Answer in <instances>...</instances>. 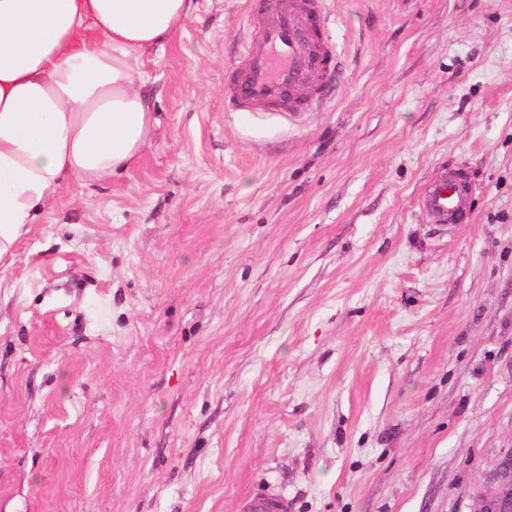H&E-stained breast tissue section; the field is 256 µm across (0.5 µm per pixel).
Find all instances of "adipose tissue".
I'll use <instances>...</instances> for the list:
<instances>
[{
	"label": "adipose tissue",
	"mask_w": 512,
	"mask_h": 512,
	"mask_svg": "<svg viewBox=\"0 0 512 512\" xmlns=\"http://www.w3.org/2000/svg\"><path fill=\"white\" fill-rule=\"evenodd\" d=\"M194 0H0V257L70 180L132 167L152 127L141 55Z\"/></svg>",
	"instance_id": "obj_1"
}]
</instances>
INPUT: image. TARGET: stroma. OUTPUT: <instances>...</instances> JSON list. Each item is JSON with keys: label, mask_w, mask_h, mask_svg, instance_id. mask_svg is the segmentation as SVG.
Wrapping results in <instances>:
<instances>
[{"label": "stroma", "mask_w": 512, "mask_h": 512, "mask_svg": "<svg viewBox=\"0 0 512 512\" xmlns=\"http://www.w3.org/2000/svg\"><path fill=\"white\" fill-rule=\"evenodd\" d=\"M344 69L224 109L249 0L143 58L154 131L0 259V512H483L512 457V0H327ZM468 224L417 206L439 168ZM288 504L275 496L252 497L242 499L239 512H286Z\"/></svg>", "instance_id": "stroma-1"}]
</instances>
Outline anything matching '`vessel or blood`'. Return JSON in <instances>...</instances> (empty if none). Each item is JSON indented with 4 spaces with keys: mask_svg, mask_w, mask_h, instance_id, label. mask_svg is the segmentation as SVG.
<instances>
[{
    "mask_svg": "<svg viewBox=\"0 0 512 512\" xmlns=\"http://www.w3.org/2000/svg\"><path fill=\"white\" fill-rule=\"evenodd\" d=\"M324 0H264L261 19L244 45L242 64L232 72L225 105L235 111L277 105L292 115L321 100L340 71L327 37ZM472 186L461 170H444L423 189L419 205L436 224L471 219ZM273 497L243 498L240 512H285Z\"/></svg>",
    "mask_w": 512,
    "mask_h": 512,
    "instance_id": "b4317fda",
    "label": "vessel or blood"
}]
</instances>
